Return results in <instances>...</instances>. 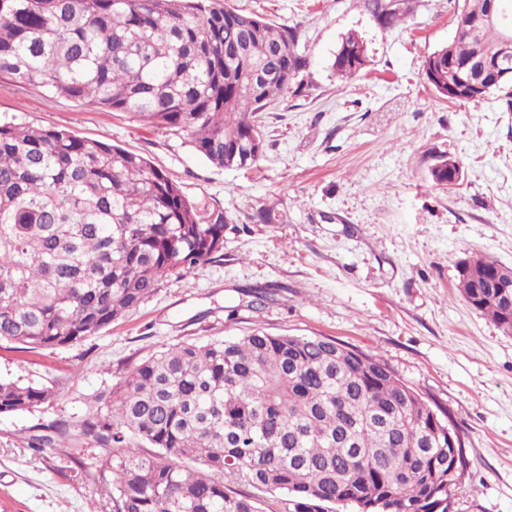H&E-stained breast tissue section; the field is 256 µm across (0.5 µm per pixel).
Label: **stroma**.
<instances>
[{"mask_svg":"<svg viewBox=\"0 0 512 512\" xmlns=\"http://www.w3.org/2000/svg\"><path fill=\"white\" fill-rule=\"evenodd\" d=\"M463 0H402L383 25L367 0H229L295 28L306 65L259 118L265 148L247 170L218 168L168 130L0 80V120L60 128L147 158L184 194L224 211L221 257L164 279L133 312L71 346H0V378L51 388L48 402L0 414V512H112L108 454L79 436L97 396L178 343L271 334L332 336L381 357L457 425L469 466L452 512H512V334L475 311L456 264L512 266V107L440 97L425 58L447 43ZM355 33L367 64H332ZM461 165L448 188L438 155ZM266 288L268 300L248 293ZM67 425L73 454L29 449Z\"/></svg>","mask_w":512,"mask_h":512,"instance_id":"35a3bbf8","label":"stroma"}]
</instances>
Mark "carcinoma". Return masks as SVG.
I'll use <instances>...</instances> for the list:
<instances>
[{
	"instance_id": "carcinoma-1",
	"label": "carcinoma",
	"mask_w": 512,
	"mask_h": 512,
	"mask_svg": "<svg viewBox=\"0 0 512 512\" xmlns=\"http://www.w3.org/2000/svg\"><path fill=\"white\" fill-rule=\"evenodd\" d=\"M386 23L401 3L369 0ZM490 0H464L456 25ZM452 37L424 61L449 101L512 97V76L486 83L471 62L494 48ZM367 63L356 34L334 67ZM306 65L296 33L228 0H0V77L90 107L127 112L185 136L219 168L264 150L255 114ZM458 162L438 157L440 185ZM223 209L189 199L144 157L62 129L0 122V343L72 345L135 309L164 278L215 259ZM467 303L512 333V267L483 255L458 263ZM52 391L0 379V414L29 411ZM79 434L112 455V512H263L244 485L277 492L280 512H448L467 468L448 416L375 355L330 336L254 330L176 344L135 365L97 399ZM153 449L147 456L132 448Z\"/></svg>"
}]
</instances>
